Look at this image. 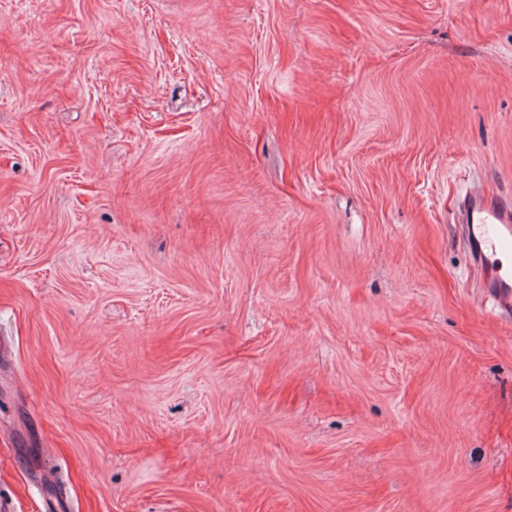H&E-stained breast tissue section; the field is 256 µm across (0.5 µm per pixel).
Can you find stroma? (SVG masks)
<instances>
[{"label": "stroma", "mask_w": 512, "mask_h": 512, "mask_svg": "<svg viewBox=\"0 0 512 512\" xmlns=\"http://www.w3.org/2000/svg\"><path fill=\"white\" fill-rule=\"evenodd\" d=\"M512 0H0V512H512ZM466 232L480 267L484 288L492 290L498 306L512 307V270L504 271L497 261L500 253H512V206L471 189L465 197Z\"/></svg>", "instance_id": "35a3bbf8"}]
</instances>
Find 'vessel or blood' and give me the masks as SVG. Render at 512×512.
<instances>
[{
    "label": "vessel or blood",
    "instance_id": "b4317fda",
    "mask_svg": "<svg viewBox=\"0 0 512 512\" xmlns=\"http://www.w3.org/2000/svg\"><path fill=\"white\" fill-rule=\"evenodd\" d=\"M466 232L486 288L498 306L512 308V271L503 270L498 254L512 253V205L470 190L465 197Z\"/></svg>",
    "mask_w": 512,
    "mask_h": 512
}]
</instances>
